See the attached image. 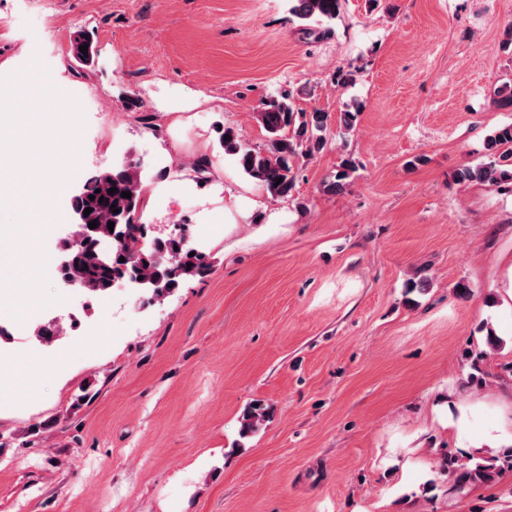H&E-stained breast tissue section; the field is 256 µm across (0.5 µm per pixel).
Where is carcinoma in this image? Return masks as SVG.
I'll return each instance as SVG.
<instances>
[{"instance_id": "obj_1", "label": "carcinoma", "mask_w": 512, "mask_h": 512, "mask_svg": "<svg viewBox=\"0 0 512 512\" xmlns=\"http://www.w3.org/2000/svg\"><path fill=\"white\" fill-rule=\"evenodd\" d=\"M292 12L302 21L327 24L339 15L343 0H292ZM87 45V53L80 46ZM93 46L84 34H77L71 41L70 52L82 64L92 62ZM257 120L270 135L268 148H248L230 127L220 134V146L224 152L237 158L240 168L260 183L273 197L285 198L294 188L293 161L300 155L310 156L321 151L326 143L325 131L329 117L324 112H299L292 102L272 100L256 113ZM486 160L477 164H465L454 178L462 184L480 183L500 185L512 183V124L495 130L485 141ZM352 161L342 162L334 177L324 184L330 194L342 192L347 186ZM282 182H277V179ZM116 188V193L109 189ZM130 192L131 197L121 196ZM142 171L138 163L129 161L112 168V177L103 172L89 174L83 182L81 209L90 208L88 221H97L93 237L108 233L123 236L122 244L112 250V256L104 261L95 248V242L80 237L73 244L74 262L66 272L67 282L93 293H104L113 285L130 276L142 277V287L159 293H168L189 277L205 274L208 265L199 254L187 247L183 239L166 238L151 241L139 240L137 222L143 210ZM95 199H90V196ZM119 212H113V209ZM112 216L114 227L107 224ZM124 261H119V258ZM265 420V409L250 407L243 415L241 434L255 432ZM512 469V453L503 457H458L447 455L440 464L441 473L448 479L449 490L462 492L478 484L495 480L507 469Z\"/></svg>"}]
</instances>
